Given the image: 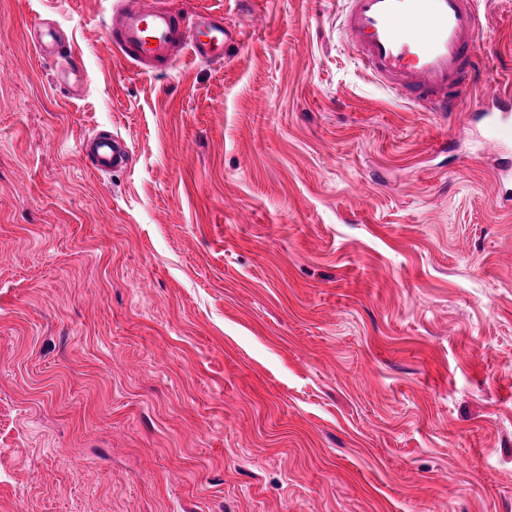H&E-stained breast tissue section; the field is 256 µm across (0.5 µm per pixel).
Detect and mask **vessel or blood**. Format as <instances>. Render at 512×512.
I'll list each match as a JSON object with an SVG mask.
<instances>
[{
	"label": "vessel or blood",
	"instance_id": "b4317fda",
	"mask_svg": "<svg viewBox=\"0 0 512 512\" xmlns=\"http://www.w3.org/2000/svg\"><path fill=\"white\" fill-rule=\"evenodd\" d=\"M482 24L477 0H346L344 29L362 65L395 95L411 97L434 112L453 111L485 67L479 52ZM110 36L125 57L148 65L191 50L197 57L220 58L233 30L210 16L174 15L128 0L112 15ZM491 140L512 139V91L501 92L488 115ZM81 150L97 172L126 165L127 151L114 136L85 139Z\"/></svg>",
	"mask_w": 512,
	"mask_h": 512
}]
</instances>
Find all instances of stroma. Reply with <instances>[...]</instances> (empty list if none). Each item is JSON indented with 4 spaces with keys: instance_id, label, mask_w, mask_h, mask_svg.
<instances>
[{
    "instance_id": "stroma-1",
    "label": "stroma",
    "mask_w": 512,
    "mask_h": 512,
    "mask_svg": "<svg viewBox=\"0 0 512 512\" xmlns=\"http://www.w3.org/2000/svg\"><path fill=\"white\" fill-rule=\"evenodd\" d=\"M155 2L243 38L138 67L117 0H0V512H512V157L477 110L512 0L446 114L363 68L345 0ZM80 148L91 162L92 169L97 172H111L127 163L125 145L112 135L97 134L83 140Z\"/></svg>"
}]
</instances>
